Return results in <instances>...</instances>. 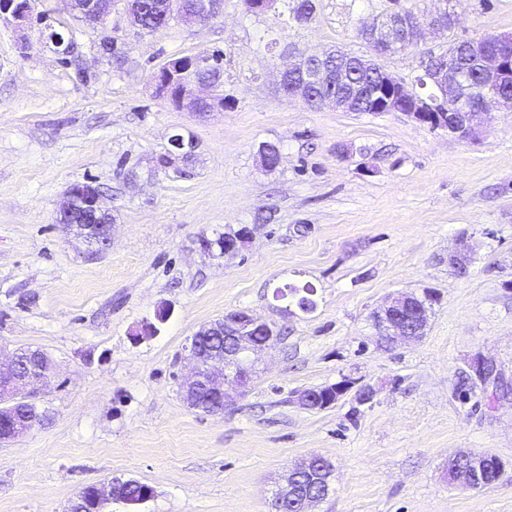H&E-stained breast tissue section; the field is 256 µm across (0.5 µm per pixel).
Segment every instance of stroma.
I'll return each mask as SVG.
<instances>
[{
  "mask_svg": "<svg viewBox=\"0 0 512 512\" xmlns=\"http://www.w3.org/2000/svg\"><path fill=\"white\" fill-rule=\"evenodd\" d=\"M450 35L386 57L413 80L449 39L512 33V0H454ZM441 0H318L315 18L224 0L205 25L137 33L122 0L107 20L124 60L67 0H35L46 23L0 18V349L43 350L35 397L51 415L0 447V512H66L86 487L135 479L153 494L102 512H271L289 467L333 466L316 512H512V390L471 368L492 362L512 387V112L482 117L462 140L400 112L316 109L277 90L289 55L339 46L365 57L363 21ZM78 46L64 64L45 32ZM31 47L20 51L21 40ZM223 52L224 110L199 114L159 98L152 73L170 57ZM87 79H80L79 70ZM181 134L191 153L170 154ZM275 144L280 162L260 161ZM90 182L113 218L97 249L56 216L65 191ZM246 231L223 257L203 240ZM470 256L466 276L449 266ZM312 286L317 308L289 310L278 288ZM433 292L425 335L381 342L372 315L390 297ZM168 309L152 337L144 323ZM247 310L278 339L257 356L245 395L206 414L184 402L185 347L201 327ZM353 379L323 410L305 389ZM486 452L493 485L449 482L448 458ZM344 381H345L344 385L339 386L337 388L338 390H335L336 396L331 401H326V402L323 401L322 399H320V397L318 396L317 393L312 392L309 389L300 392L297 395L296 400H297L298 404L301 405L305 409L322 410V409L330 406L331 404H333L340 396H342L343 394L348 392L356 384L353 380H350V379H345ZM347 382H349V383H347ZM343 387H345L346 389L344 391H341V390H343Z\"/></svg>",
  "mask_w": 512,
  "mask_h": 512,
  "instance_id": "stroma-1",
  "label": "stroma"
}]
</instances>
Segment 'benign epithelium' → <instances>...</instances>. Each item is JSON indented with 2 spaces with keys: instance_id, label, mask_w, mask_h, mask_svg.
Listing matches in <instances>:
<instances>
[{
  "instance_id": "1",
  "label": "benign epithelium",
  "mask_w": 512,
  "mask_h": 512,
  "mask_svg": "<svg viewBox=\"0 0 512 512\" xmlns=\"http://www.w3.org/2000/svg\"><path fill=\"white\" fill-rule=\"evenodd\" d=\"M71 11L79 10L86 21L99 26L107 23L112 13V0H69ZM33 4L22 0H0V14H8L17 26L29 24V14ZM221 0H201L195 10L187 13L184 23L197 25L207 23L221 14ZM455 27V14L448 8L429 14L411 24L401 21L397 12L387 15L386 25L380 35V40L371 41L372 56L364 60V65L377 71L382 78L383 88L375 89L370 100L375 102V108L385 112H403L414 121L427 125L432 129H444L448 133L463 139H473L479 133L477 117L482 111L493 106L503 109L505 99L502 96L485 95L475 98L468 94H460L464 86L462 71L438 54L428 58L425 68L421 69V83L436 92L432 98H424L416 91H410L406 82L388 71L379 59L395 53L398 45L414 46L420 41L426 30L451 31ZM496 48L479 49V42L469 41L472 51H479L478 59L485 80L506 90H512V36L494 37ZM201 55L174 57L161 67L154 76V84L160 85L162 77H167L169 83L180 86L179 105L192 112H212L224 108L223 95L212 93L208 96L196 94L195 88L204 86L218 89L221 84H201L190 77L196 63L202 62ZM87 197V210L98 216L106 213L101 205L100 192L90 183H77L70 186L64 194L60 205L58 218L69 215ZM70 228L96 241L99 245H107L111 240L112 225L110 224H72ZM429 310L421 304L414 294H400L391 298L385 305L374 312L373 321L379 332L389 344L418 339L425 334L429 323ZM267 328L269 324L261 318L246 311L234 312L231 320L221 319L202 327L191 337L186 346L189 359L194 367L192 374L181 383L182 394L189 406H194L195 393L203 388L217 401L212 412L224 411L233 402V396L225 389L224 384L236 385L238 393H243L250 381L247 367L248 353L267 348L273 339L257 341L253 332L257 328ZM224 333V349H214L212 354L203 359L198 355V347L208 336ZM48 379V371L35 376L23 374L18 365L17 353L8 355L6 360L0 359V446L4 447L19 437L27 434L36 426V419L28 414L34 406L35 385ZM297 402L308 410H322L331 405L329 401L320 399L317 393L304 390L297 395ZM480 453H460L448 459V473H453L456 462L460 459L467 461V467L462 469L460 479L470 487L481 488L486 484ZM325 469V460L320 457L309 458L294 466L286 483L276 493L278 506L282 507L290 501H298L302 512H314L316 504L323 501L321 493L313 491L319 484L320 474ZM125 481L114 478L108 489L95 488L94 506L91 512H100L103 497L113 500L121 498Z\"/></svg>"
}]
</instances>
